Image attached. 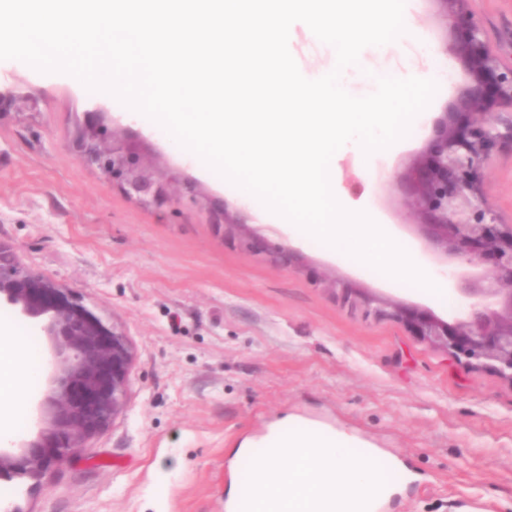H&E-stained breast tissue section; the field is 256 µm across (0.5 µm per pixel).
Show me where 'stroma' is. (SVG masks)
I'll return each instance as SVG.
<instances>
[{"label":"stroma","mask_w":512,"mask_h":512,"mask_svg":"<svg viewBox=\"0 0 512 512\" xmlns=\"http://www.w3.org/2000/svg\"><path fill=\"white\" fill-rule=\"evenodd\" d=\"M476 7L493 46L512 50V0ZM410 12L449 80L428 124L394 147L338 157V197L353 210L372 204L380 223L441 271L445 260L426 250L399 176L468 74L443 49L436 0H411ZM0 89L28 100L0 111V242L120 326L134 354L114 423L39 486L1 481L0 501L24 512H226L251 460L240 445L293 414L346 426L414 471L386 512H512V383L448 359L397 320L366 316L338 289L368 288L450 322L463 310L458 281L440 304L318 241L292 239L166 131L70 75L5 60ZM90 112L176 204L142 206L80 160ZM484 192L512 225V151H493Z\"/></svg>","instance_id":"35a3bbf8"}]
</instances>
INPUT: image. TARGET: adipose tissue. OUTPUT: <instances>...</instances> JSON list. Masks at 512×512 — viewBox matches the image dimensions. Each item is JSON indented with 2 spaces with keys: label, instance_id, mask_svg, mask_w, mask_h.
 I'll return each instance as SVG.
<instances>
[{
  "label": "adipose tissue",
  "instance_id": "1",
  "mask_svg": "<svg viewBox=\"0 0 512 512\" xmlns=\"http://www.w3.org/2000/svg\"><path fill=\"white\" fill-rule=\"evenodd\" d=\"M40 375V352L35 343L15 336L0 320V437L5 436L23 412V394Z\"/></svg>",
  "mask_w": 512,
  "mask_h": 512
}]
</instances>
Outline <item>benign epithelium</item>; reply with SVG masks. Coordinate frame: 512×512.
Wrapping results in <instances>:
<instances>
[{
	"mask_svg": "<svg viewBox=\"0 0 512 512\" xmlns=\"http://www.w3.org/2000/svg\"><path fill=\"white\" fill-rule=\"evenodd\" d=\"M451 30L446 52L471 81L458 88L455 108L465 125L435 123L424 150L400 181L420 219L428 249L454 266L483 268V276L460 274L464 312L449 323L431 311L395 302L365 288H344L377 316L403 323L420 341L457 361L490 369L512 383V226L505 227L483 191L485 163L501 146L512 150V57L491 45L474 0H436ZM80 160L119 183L131 198L163 206L139 157L84 126ZM41 322L51 342L49 389L37 409L36 436L16 455L0 448V481L39 482L69 449L79 448L122 413L133 353L123 331L109 327L59 286L28 268L0 242V304Z\"/></svg>",
	"mask_w": 512,
	"mask_h": 512,
	"instance_id": "7a95c632",
	"label": "benign epithelium"
}]
</instances>
